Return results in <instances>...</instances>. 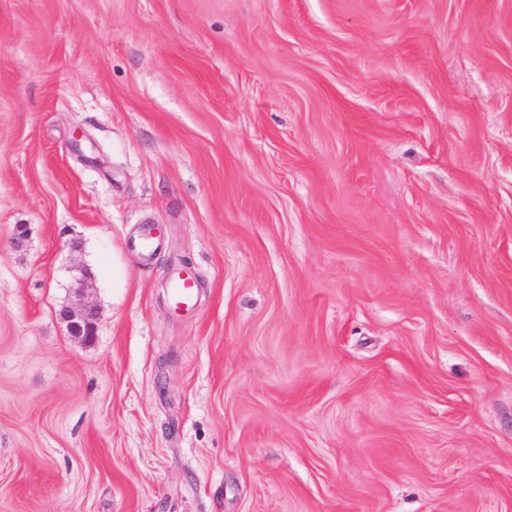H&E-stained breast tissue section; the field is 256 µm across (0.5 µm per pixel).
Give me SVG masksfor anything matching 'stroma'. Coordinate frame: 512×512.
<instances>
[{
    "instance_id": "obj_1",
    "label": "stroma",
    "mask_w": 512,
    "mask_h": 512,
    "mask_svg": "<svg viewBox=\"0 0 512 512\" xmlns=\"http://www.w3.org/2000/svg\"><path fill=\"white\" fill-rule=\"evenodd\" d=\"M0 512H512V0H0ZM79 271L81 276L76 280L78 287L75 288L74 299L61 306L58 316L73 339L91 344L97 334L99 311L86 298V291L92 284L91 273L85 269ZM169 297L171 304L179 310H189L193 307L196 297V284L194 279L178 270L169 284Z\"/></svg>"
}]
</instances>
